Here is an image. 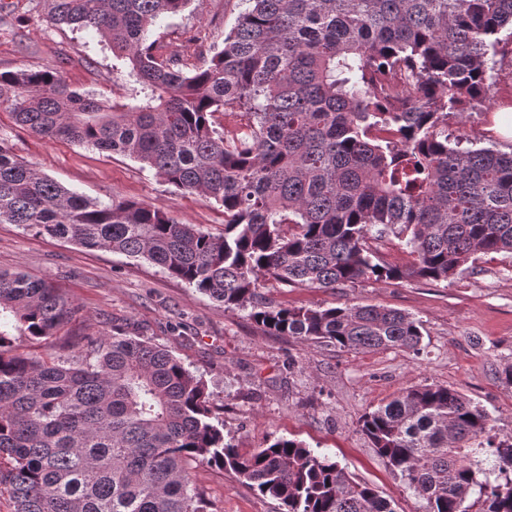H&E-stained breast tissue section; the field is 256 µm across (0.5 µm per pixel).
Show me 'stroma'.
<instances>
[{"instance_id":"obj_1","label":"stroma","mask_w":512,"mask_h":512,"mask_svg":"<svg viewBox=\"0 0 512 512\" xmlns=\"http://www.w3.org/2000/svg\"><path fill=\"white\" fill-rule=\"evenodd\" d=\"M14 25H0V72L63 65L74 87L108 101L126 76L113 70L112 52L98 36L52 24L42 0H0ZM242 9L240 0H191L155 29L177 47L183 71L220 50ZM491 115L470 110L449 117V133L468 134L474 147L512 150L487 127ZM41 174L84 196L143 202L187 224L218 233L224 213L214 201L175 190L154 171L126 156L48 140L16 126L0 111V138ZM0 269L49 281L81 309L65 329L83 334L85 318L173 352L201 375L212 394L224 437L249 454L283 437L337 461L355 479L391 501L396 512H425L359 431L358 421L416 385H445L485 409L497 438L512 436V256L491 254L451 279L365 282L336 289L268 283L266 295L292 308L376 304L409 313L422 323L420 354L404 349L355 353L265 334L248 311L217 302L159 267L109 250H89L0 224ZM194 481L208 512H282L231 475L197 466Z\"/></svg>"}]
</instances>
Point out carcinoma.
Instances as JSON below:
<instances>
[{
    "label": "carcinoma",
    "mask_w": 512,
    "mask_h": 512,
    "mask_svg": "<svg viewBox=\"0 0 512 512\" xmlns=\"http://www.w3.org/2000/svg\"><path fill=\"white\" fill-rule=\"evenodd\" d=\"M46 2L53 23L110 46L129 88L107 103L61 68L6 71L0 109L214 200L224 232L79 195L1 139L0 224L144 259L271 336L355 353H418L421 322L380 305L289 308L266 283L446 281L512 254V151L448 137V117L496 105L512 0H241L224 48L188 73L148 32L189 0ZM390 236L408 262L380 256L374 242ZM79 313L49 283L0 271V494L15 512H207L199 464L284 512H394L296 440L240 453L204 379L161 346L101 326L65 337L64 354L35 351ZM360 430L426 512H512V437L494 441L457 390L406 388Z\"/></svg>",
    "instance_id": "obj_1"
}]
</instances>
